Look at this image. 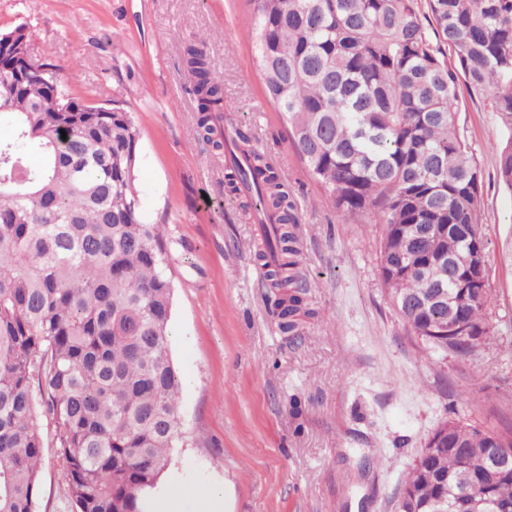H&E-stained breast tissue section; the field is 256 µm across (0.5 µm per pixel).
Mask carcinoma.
Instances as JSON below:
<instances>
[{"label":"carcinoma","instance_id":"carcinoma-1","mask_svg":"<svg viewBox=\"0 0 512 512\" xmlns=\"http://www.w3.org/2000/svg\"><path fill=\"white\" fill-rule=\"evenodd\" d=\"M262 79L293 149L347 223L382 226L379 269L395 309L417 336L449 314L487 333L486 307L430 301L436 260L486 247L481 171L457 123V82L489 92L512 125V0H251ZM460 70L441 58V45ZM207 36L186 46L198 138L224 121V81ZM0 512H33L45 445L44 406L74 512H143L180 429L181 384L170 355L173 288L160 227L143 223L134 188L139 132L130 113L64 93L52 66L29 59L24 78L0 61ZM67 138H62L61 132ZM229 191L271 227L260 259L276 289L279 326L298 335L308 285L295 274L298 223L288 186L247 129ZM38 156L32 163L29 157ZM512 191V143L498 161ZM460 358L478 344L427 340ZM488 432L453 423L448 448L414 463L403 485L450 491L467 512L460 474L486 476Z\"/></svg>","mask_w":512,"mask_h":512}]
</instances>
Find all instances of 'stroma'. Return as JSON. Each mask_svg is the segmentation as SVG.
<instances>
[{
	"label": "stroma",
	"instance_id": "1",
	"mask_svg": "<svg viewBox=\"0 0 512 512\" xmlns=\"http://www.w3.org/2000/svg\"><path fill=\"white\" fill-rule=\"evenodd\" d=\"M251 0H0V33L33 35L74 96L131 112L144 223L164 227L173 285L170 351L183 382L178 442L161 487L226 484L232 512H396L397 493L438 425H512V191L498 153L512 126L488 93L459 80L458 122L482 173L488 332L470 357L430 349L382 284V228L348 224L293 150L269 102ZM209 36L233 122L288 186L300 273L319 311L298 337L280 331L258 258L265 237L226 187L223 156L196 134L186 44ZM34 512H72L46 444Z\"/></svg>",
	"mask_w": 512,
	"mask_h": 512
}]
</instances>
